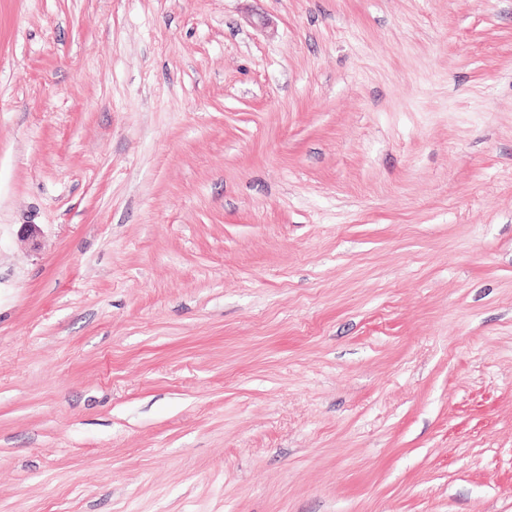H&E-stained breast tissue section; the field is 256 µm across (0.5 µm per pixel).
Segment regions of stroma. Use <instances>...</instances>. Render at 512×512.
I'll use <instances>...</instances> for the list:
<instances>
[{
  "instance_id": "obj_1",
  "label": "stroma",
  "mask_w": 512,
  "mask_h": 512,
  "mask_svg": "<svg viewBox=\"0 0 512 512\" xmlns=\"http://www.w3.org/2000/svg\"><path fill=\"white\" fill-rule=\"evenodd\" d=\"M0 512H512V0H0Z\"/></svg>"
}]
</instances>
